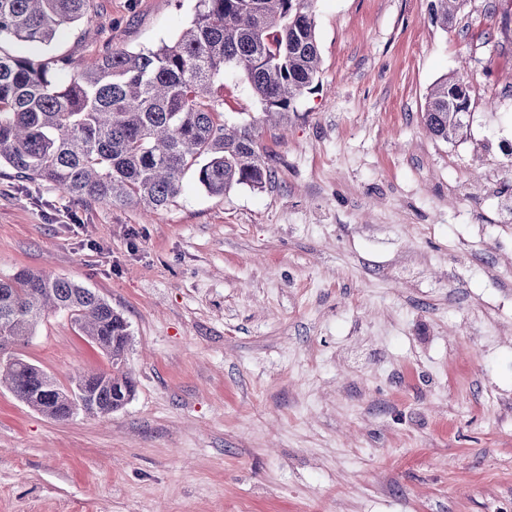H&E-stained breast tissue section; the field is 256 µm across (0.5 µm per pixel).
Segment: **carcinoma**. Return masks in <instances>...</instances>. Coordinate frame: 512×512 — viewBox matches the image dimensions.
<instances>
[{"label": "carcinoma", "instance_id": "obj_1", "mask_svg": "<svg viewBox=\"0 0 512 512\" xmlns=\"http://www.w3.org/2000/svg\"><path fill=\"white\" fill-rule=\"evenodd\" d=\"M464 0H435L448 15ZM91 0H0V43L50 44L60 28L89 17ZM312 0H199L190 26L155 50L112 51L83 65L70 57L16 56L0 49V163L28 181L51 183L79 201L164 209L193 172L211 195L264 189L275 155L252 122L228 124L224 73L243 74L262 121L288 117L320 69ZM470 86L443 78L431 88L424 123L452 140L470 116ZM66 314L108 360L72 376L71 393L21 355L0 364V382L58 420L83 410L104 418L135 392L122 361L124 317L88 288L40 271L0 276V336L28 342L43 317Z\"/></svg>", "mask_w": 512, "mask_h": 512}]
</instances>
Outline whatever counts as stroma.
<instances>
[{"mask_svg": "<svg viewBox=\"0 0 512 512\" xmlns=\"http://www.w3.org/2000/svg\"><path fill=\"white\" fill-rule=\"evenodd\" d=\"M314 0L318 79L258 139L272 186L159 213L0 166V273L126 318L135 393L49 418L0 384V512H512V0ZM198 0H93L24 56L154 49ZM471 86L463 135L422 121ZM261 107L224 76V119ZM68 384L108 361L61 314L20 349ZM470 86L463 79L443 78L431 88L426 101L424 123L431 135L453 140L467 127L470 116Z\"/></svg>", "mask_w": 512, "mask_h": 512, "instance_id": "obj_1", "label": "stroma"}]
</instances>
